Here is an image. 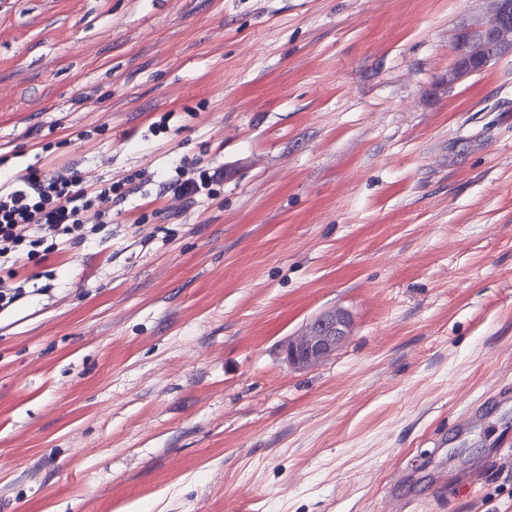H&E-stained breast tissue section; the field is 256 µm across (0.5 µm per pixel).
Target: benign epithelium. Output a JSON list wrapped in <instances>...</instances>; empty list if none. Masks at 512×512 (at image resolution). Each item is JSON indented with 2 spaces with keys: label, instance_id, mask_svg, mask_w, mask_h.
<instances>
[{
  "label": "benign epithelium",
  "instance_id": "benign-epithelium-1",
  "mask_svg": "<svg viewBox=\"0 0 512 512\" xmlns=\"http://www.w3.org/2000/svg\"><path fill=\"white\" fill-rule=\"evenodd\" d=\"M488 19L464 26L456 35L455 62L448 85L487 69L497 58L512 53V0H486ZM351 332V320L341 310L318 314L302 334L288 342L286 360L309 366L336 351Z\"/></svg>",
  "mask_w": 512,
  "mask_h": 512
}]
</instances>
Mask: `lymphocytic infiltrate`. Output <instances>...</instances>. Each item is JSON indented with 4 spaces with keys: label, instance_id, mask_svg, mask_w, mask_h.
Masks as SVG:
<instances>
[{
    "label": "lymphocytic infiltrate",
    "instance_id": "1",
    "mask_svg": "<svg viewBox=\"0 0 512 512\" xmlns=\"http://www.w3.org/2000/svg\"><path fill=\"white\" fill-rule=\"evenodd\" d=\"M166 185L189 206L223 187L224 167H200L183 158L171 168ZM133 192L129 179L101 185L67 166L0 182V266L15 261L27 246L85 241Z\"/></svg>",
    "mask_w": 512,
    "mask_h": 512
}]
</instances>
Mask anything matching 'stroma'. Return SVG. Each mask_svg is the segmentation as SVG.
<instances>
[{"label":"stroma","instance_id":"1","mask_svg":"<svg viewBox=\"0 0 512 512\" xmlns=\"http://www.w3.org/2000/svg\"><path fill=\"white\" fill-rule=\"evenodd\" d=\"M485 8L0 0V172L227 171L20 253L53 291L0 314V512H393L397 470L404 512H512V54L448 81ZM165 184L174 197L191 206L203 196L216 195L217 189L224 186V163L197 167L186 158L180 159L171 168ZM351 332V320L341 310L318 314L300 336L286 346V360L290 364L309 366L336 351Z\"/></svg>","mask_w":512,"mask_h":512}]
</instances>
